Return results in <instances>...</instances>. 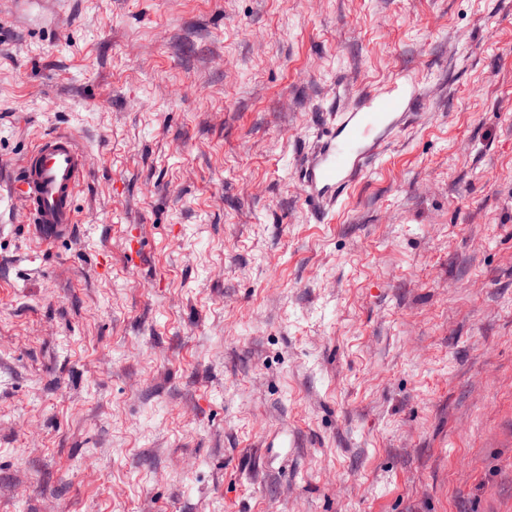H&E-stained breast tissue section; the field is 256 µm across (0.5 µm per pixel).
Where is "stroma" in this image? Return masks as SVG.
<instances>
[{"instance_id":"stroma-1","label":"stroma","mask_w":512,"mask_h":512,"mask_svg":"<svg viewBox=\"0 0 512 512\" xmlns=\"http://www.w3.org/2000/svg\"><path fill=\"white\" fill-rule=\"evenodd\" d=\"M399 75L315 223L319 124ZM51 132L72 237L0 201V512H512V0H0V180ZM417 97L413 82L401 75L384 90L366 96L357 110L332 115L319 149L297 172L303 198L317 213L341 203L394 132L409 120Z\"/></svg>"}]
</instances>
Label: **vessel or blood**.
<instances>
[{"mask_svg":"<svg viewBox=\"0 0 512 512\" xmlns=\"http://www.w3.org/2000/svg\"><path fill=\"white\" fill-rule=\"evenodd\" d=\"M417 97L413 82L401 75L384 90L366 96L357 110L333 116L319 149L297 172L303 197L316 212L341 203L409 120ZM85 172L83 152L64 133L46 134L13 166L4 184L6 194L21 203L24 226L41 245L71 237L77 221L75 199Z\"/></svg>","mask_w":512,"mask_h":512,"instance_id":"1","label":"vessel or blood"}]
</instances>
